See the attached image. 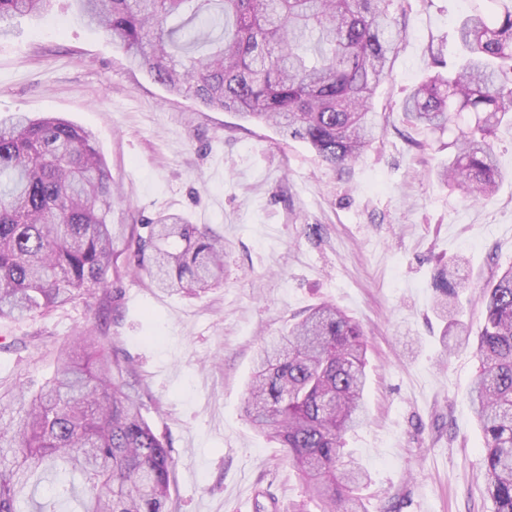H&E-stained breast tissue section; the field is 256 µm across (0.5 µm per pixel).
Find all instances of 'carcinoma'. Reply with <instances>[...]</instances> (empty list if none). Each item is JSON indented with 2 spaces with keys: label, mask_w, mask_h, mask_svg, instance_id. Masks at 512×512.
<instances>
[{
  "label": "carcinoma",
  "mask_w": 512,
  "mask_h": 512,
  "mask_svg": "<svg viewBox=\"0 0 512 512\" xmlns=\"http://www.w3.org/2000/svg\"><path fill=\"white\" fill-rule=\"evenodd\" d=\"M53 0H0L11 21ZM129 63L168 91L303 141L332 171L376 138L372 98L391 76L405 0H69ZM459 61L429 48L431 74L400 105L403 122L455 129L440 179L473 205L501 180L491 137L512 124V0H470L457 27ZM112 177L95 136L58 116L0 119V320L43 314L143 272L166 291H204L224 277V236L178 214L114 224ZM124 237L126 247L115 241ZM459 263L434 279L455 346ZM479 370L470 402L484 437L487 493L512 512V266L484 288ZM367 340L331 304L264 343L247 386L251 425L284 448L320 512H364L366 471L345 447L363 421ZM129 365L92 328L56 349L53 371L0 403V512H167V438L142 415ZM52 498H37L45 479Z\"/></svg>",
  "instance_id": "1"
}]
</instances>
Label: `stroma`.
Instances as JSON below:
<instances>
[{
    "instance_id": "35a3bbf8",
    "label": "stroma",
    "mask_w": 512,
    "mask_h": 512,
    "mask_svg": "<svg viewBox=\"0 0 512 512\" xmlns=\"http://www.w3.org/2000/svg\"><path fill=\"white\" fill-rule=\"evenodd\" d=\"M466 0H408L405 38L374 98L382 130L343 172L264 124L170 93L57 0L0 40V119L61 116L92 131L121 199L112 221L178 213L224 237V282L191 294L126 276L116 295L0 321V394L49 374L86 324L131 363L142 412L171 446V512H290L305 500L282 448L249 425L260 341L330 302L368 339V418L345 437L369 471L366 512H493L468 393L472 348L447 349L435 310L441 263L461 261L459 317L483 321L482 288L512 265V126L492 139L503 180L471 205L437 176L448 137L403 123L429 47L454 60Z\"/></svg>"
}]
</instances>
